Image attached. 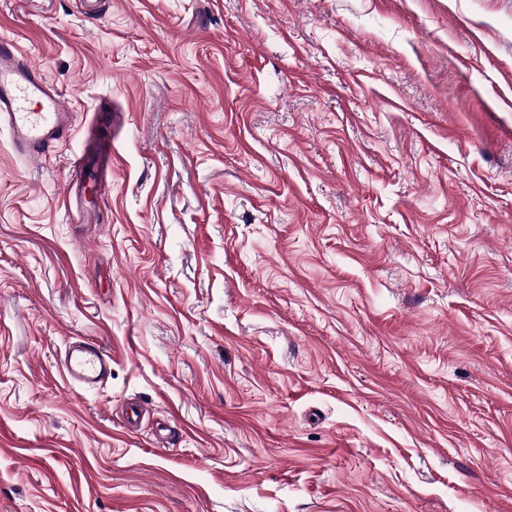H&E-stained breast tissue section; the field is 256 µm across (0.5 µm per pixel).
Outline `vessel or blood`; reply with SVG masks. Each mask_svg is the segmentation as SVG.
Returning <instances> with one entry per match:
<instances>
[{"label":"vessel or blood","instance_id":"obj_1","mask_svg":"<svg viewBox=\"0 0 512 512\" xmlns=\"http://www.w3.org/2000/svg\"><path fill=\"white\" fill-rule=\"evenodd\" d=\"M75 107L66 102L46 74L22 52L14 37L0 35V128L7 130L13 152L26 159L42 156L73 125ZM70 166L77 179L67 188L65 201L70 212L86 220L87 189H99L96 160L74 155ZM69 383L86 387L100 385L108 376L110 358L94 342L70 340L61 357Z\"/></svg>","mask_w":512,"mask_h":512}]
</instances>
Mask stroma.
<instances>
[{
    "label": "stroma",
    "mask_w": 512,
    "mask_h": 512,
    "mask_svg": "<svg viewBox=\"0 0 512 512\" xmlns=\"http://www.w3.org/2000/svg\"><path fill=\"white\" fill-rule=\"evenodd\" d=\"M2 33L78 112L40 161L0 131V512H512V0H0ZM72 171L77 174V180L67 188L65 201L67 209L76 214L79 220H89L91 211L85 205L87 188L98 190L101 199L104 197V189L96 179L97 161L84 153L74 155L70 160ZM110 357L94 342L73 338L61 356L63 373L70 384L96 387L108 377Z\"/></svg>",
    "instance_id": "stroma-1"
}]
</instances>
